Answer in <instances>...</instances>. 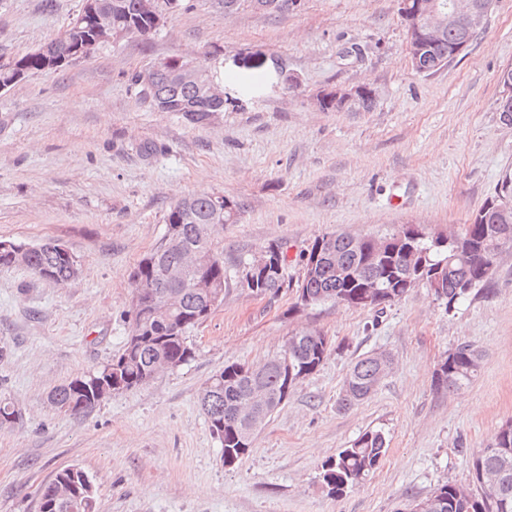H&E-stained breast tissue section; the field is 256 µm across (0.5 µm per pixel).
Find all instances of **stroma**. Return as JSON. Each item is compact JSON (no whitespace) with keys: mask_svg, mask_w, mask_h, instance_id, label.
<instances>
[{"mask_svg":"<svg viewBox=\"0 0 512 512\" xmlns=\"http://www.w3.org/2000/svg\"><path fill=\"white\" fill-rule=\"evenodd\" d=\"M83 0H0V64L58 36ZM170 57L202 62L224 110L193 123L139 102L131 82ZM512 66V0L447 66L417 73L398 0H300L285 14L224 0H179L147 37L101 45L62 70L0 93V240H57L79 257L64 286L0 269V400L21 413L0 428V512H39V490L65 467L96 489L95 512H398L437 485H466L472 458L512 420V247L488 282L447 310L424 288L384 308H296L301 255L321 236H383L404 225L461 232L512 172V124L498 75ZM366 84V112L314 96ZM221 193L241 206L214 233L230 272L224 303L189 333L195 356L92 412L69 415L50 391L94 372L129 334V274L161 243L169 208ZM273 241L288 248L287 287L258 296L234 264ZM327 336L319 369L297 383L225 467L199 404L224 365L280 355L302 330ZM466 343L480 355L461 389L433 385ZM389 352L392 371L349 410L350 367ZM370 429L388 451L362 484L332 496L321 465Z\"/></svg>","mask_w":512,"mask_h":512,"instance_id":"1","label":"stroma"}]
</instances>
